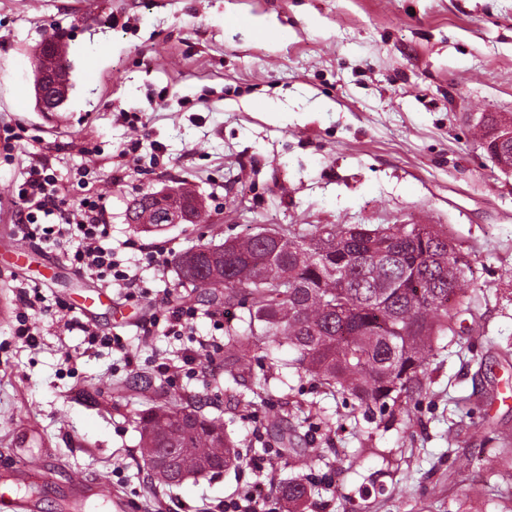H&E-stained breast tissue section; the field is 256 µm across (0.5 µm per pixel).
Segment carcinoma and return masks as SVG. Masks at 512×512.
<instances>
[{
  "mask_svg": "<svg viewBox=\"0 0 512 512\" xmlns=\"http://www.w3.org/2000/svg\"><path fill=\"white\" fill-rule=\"evenodd\" d=\"M55 36L32 49L41 62L34 74L35 104L48 86L47 58L56 54ZM484 148L489 157L512 163V140L497 142L493 131L512 125V116L484 115ZM185 222L201 215L199 197L180 188ZM127 220L159 224L156 203L146 193L133 201ZM190 251L176 259L183 288H201L224 311L241 310V326L224 336V371L237 385L253 378L247 351L268 350L271 343L294 351L296 371L317 380L351 411L378 412L411 426L413 406L430 387V365L439 340L454 331L463 312L475 315L474 271L468 258L448 252V235L436 224H316L304 228L256 227L224 241V257L196 258L195 276L183 268ZM139 391L149 406L138 414L139 450L175 456L177 475L207 472L219 475L239 467L237 441L224 421L202 412L192 401L135 376L115 391ZM268 435L288 465L301 468L308 454L295 448L299 426L288 428L275 412ZM278 492L287 512H303L314 492L304 476L283 483Z\"/></svg>",
  "mask_w": 512,
  "mask_h": 512,
  "instance_id": "carcinoma-1",
  "label": "carcinoma"
}]
</instances>
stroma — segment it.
<instances>
[{"label": "stroma", "instance_id": "1", "mask_svg": "<svg viewBox=\"0 0 512 512\" xmlns=\"http://www.w3.org/2000/svg\"><path fill=\"white\" fill-rule=\"evenodd\" d=\"M57 32L76 87L53 124L32 100V49ZM485 112L512 115V0H0V296L12 302L0 317V474L48 472L38 512H65L73 487L96 479L132 512H212L253 487L261 512H285L272 487L298 472L270 451L266 426L286 397L313 405L306 442L325 453L299 471L317 484L304 512H512V467L484 449L487 425L512 442V175L481 144ZM9 128L22 140L6 141ZM37 156L65 210L103 194L108 243L139 264L146 297L126 301L40 243L15 258L14 190ZM178 184L203 199L199 223H127L133 198ZM412 223L442 226L482 294L479 333L444 338L411 431L349 416L289 368L285 347L269 387L251 383L253 406L228 413L223 360L191 370L188 337L138 334L156 305H179L177 270L156 280L144 249L180 253L260 224ZM28 286L50 306L33 346L13 334ZM95 292L84 320L121 348L89 346L51 309ZM140 374L199 396L245 466L148 484L136 429L146 398L112 390ZM364 440L372 453L355 457Z\"/></svg>", "mask_w": 512, "mask_h": 512}]
</instances>
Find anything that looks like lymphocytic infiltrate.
<instances>
[{
  "label": "lymphocytic infiltrate",
  "mask_w": 512,
  "mask_h": 512,
  "mask_svg": "<svg viewBox=\"0 0 512 512\" xmlns=\"http://www.w3.org/2000/svg\"><path fill=\"white\" fill-rule=\"evenodd\" d=\"M19 220L15 232L21 239L42 242L62 250L77 272L89 275L103 284H117L127 299L141 294L138 273L124 267L114 249L103 247L101 241L111 227L109 213L103 197L86 196L80 199L73 216L52 223L64 202L62 188L52 166L45 159L32 161L25 178L17 187ZM197 312L189 306H180L153 313L140 326L144 337H151L156 328H164L170 336H196L198 348L184 357L185 364L197 361L201 353L209 352L212 343L197 337Z\"/></svg>",
  "instance_id": "f902f5d3"
}]
</instances>
